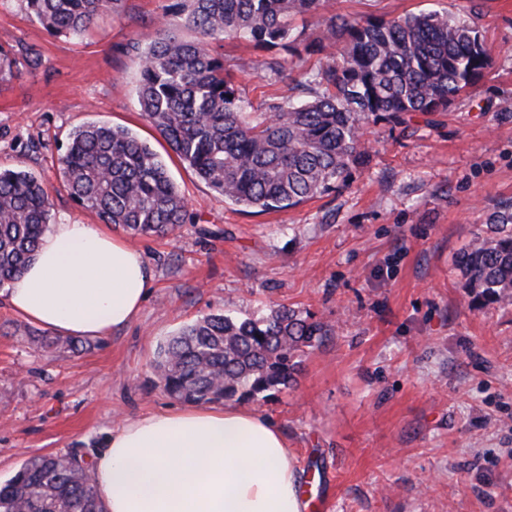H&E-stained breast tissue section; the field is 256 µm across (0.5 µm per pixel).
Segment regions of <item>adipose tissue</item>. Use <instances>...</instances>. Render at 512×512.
I'll use <instances>...</instances> for the list:
<instances>
[{
    "label": "adipose tissue",
    "mask_w": 512,
    "mask_h": 512,
    "mask_svg": "<svg viewBox=\"0 0 512 512\" xmlns=\"http://www.w3.org/2000/svg\"><path fill=\"white\" fill-rule=\"evenodd\" d=\"M153 270L99 224L60 218L5 290V303L62 336H105L132 323ZM302 470L279 426L235 405L135 418L94 457L105 512H307Z\"/></svg>",
    "instance_id": "ef3b65f1"
}]
</instances>
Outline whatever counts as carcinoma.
Returning a JSON list of instances; mask_svg holds the SVG:
<instances>
[{"label": "carcinoma", "instance_id": "1", "mask_svg": "<svg viewBox=\"0 0 512 512\" xmlns=\"http://www.w3.org/2000/svg\"><path fill=\"white\" fill-rule=\"evenodd\" d=\"M329 0H177L185 40L165 32L144 50L137 98L144 119L214 192L260 212L293 208L350 185L369 158L367 123L406 124L436 114L474 87L492 56L470 14L422 11L392 19L326 15ZM53 35L80 37L122 0H26ZM312 19L307 33L297 19ZM238 38L281 47L257 68L288 82L293 96L259 112L210 43ZM318 56L311 78L294 76ZM72 199L104 224L136 237L165 236L187 220L184 196L162 158L131 130L104 122L73 129L59 157ZM47 187L23 170L0 169V288L25 267L54 223ZM492 236L455 258L462 287L481 305L512 303V203L492 207ZM332 329L282 307L261 319L210 314L161 344L154 366L163 390L189 403L242 400L295 381L307 349ZM41 347L76 351L82 340L37 336ZM79 451L23 462L0 484V512H104Z\"/></svg>", "mask_w": 512, "mask_h": 512}]
</instances>
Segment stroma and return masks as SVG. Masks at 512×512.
Segmentation results:
<instances>
[{
  "label": "stroma",
  "mask_w": 512,
  "mask_h": 512,
  "mask_svg": "<svg viewBox=\"0 0 512 512\" xmlns=\"http://www.w3.org/2000/svg\"><path fill=\"white\" fill-rule=\"evenodd\" d=\"M173 2L124 0L73 39L25 0H0L14 62L0 76V167L38 178L55 216L97 223L58 159L76 126L105 122L148 142L187 201L173 234L131 240L154 280L125 329L52 355L35 342L42 327L0 300V482L30 457L92 454L123 421L180 408L153 361L183 326L286 307L332 334L291 387L242 405L282 429L317 512H512V305L472 306L454 264L489 236V209L512 202V0H330L351 19L474 9L492 64L447 114L369 124L370 161L349 187L270 212L224 201L140 115L137 50ZM214 50L253 106L287 97L257 70L264 51L233 38Z\"/></svg>",
  "instance_id": "1"
}]
</instances>
